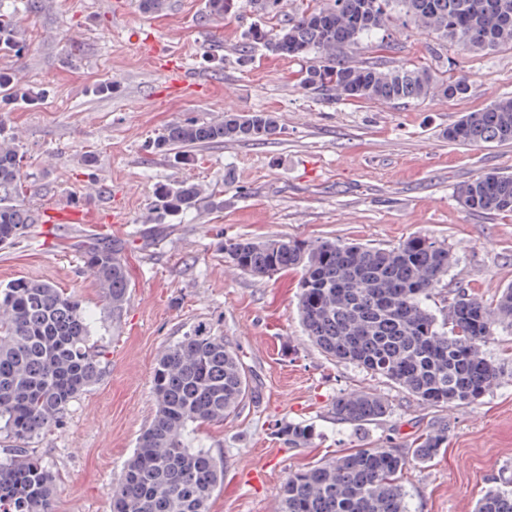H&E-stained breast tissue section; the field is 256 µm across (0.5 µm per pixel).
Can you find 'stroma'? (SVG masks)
Instances as JSON below:
<instances>
[{
    "label": "stroma",
    "instance_id": "35a3bbf8",
    "mask_svg": "<svg viewBox=\"0 0 512 512\" xmlns=\"http://www.w3.org/2000/svg\"><path fill=\"white\" fill-rule=\"evenodd\" d=\"M204 0H167L159 13L138 0H0L27 42L22 57L0 54V70L40 99L0 107V126L25 152L31 205L67 195L96 200L109 188L121 224L32 225L0 248V283L43 280L74 292L94 315L103 379L78 396L57 426L29 446L57 475L52 512H111L112 483L153 414L152 371L159 353L201 325L241 357L259 392L224 422L196 436L224 463V484L210 512H275L288 471L358 448H404L431 427L448 426V447L409 465L402 482L412 512H473L491 487L512 479V379L478 403L426 407L385 380L338 362L305 336L299 322L300 270L257 279L228 267L220 241L267 237L340 240L389 247L426 236L448 244L456 262L431 306L445 310L455 290L485 301L512 284V216L464 209L460 185L487 172L512 174V143L462 145L446 131L460 117L512 96V48L469 53L439 46L434 35L394 22L388 37L365 40L357 59L422 64L437 75L457 69L467 95L424 101L334 100L298 83L299 60L257 54L238 61L251 8L203 27ZM178 52L207 89L167 92L147 52ZM273 112L277 139L192 148L177 163L150 141L172 122L217 120L225 113ZM177 180L224 194L217 211L149 223L157 185ZM123 239L130 288L120 317L105 308L72 244L85 234ZM379 392L392 412L358 430L336 420L337 395ZM284 420L305 421L317 435L291 448L273 433Z\"/></svg>",
    "mask_w": 512,
    "mask_h": 512
}]
</instances>
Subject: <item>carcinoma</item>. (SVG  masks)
<instances>
[{
    "label": "carcinoma",
    "instance_id": "cac0c4a2",
    "mask_svg": "<svg viewBox=\"0 0 512 512\" xmlns=\"http://www.w3.org/2000/svg\"><path fill=\"white\" fill-rule=\"evenodd\" d=\"M260 20L243 32L245 57L258 51L311 59L301 73L306 90L336 100L423 101L467 94L461 73L439 77L428 67L378 66L353 59L348 49L386 30L392 15L439 41L473 52L512 47V0H309L285 21V0H249ZM240 0H204V21L239 13ZM23 32L0 21V53L21 56ZM32 93L0 70V100L29 101ZM281 134L271 112L227 113L214 121L167 126L154 140L158 152L224 142L266 141ZM463 145L512 142V96L467 112L448 128ZM24 151L18 137L0 130V245L14 243L37 223L22 191ZM467 210L512 213V175L486 173L457 190ZM224 208V196L199 184L158 187L151 223L192 210ZM224 262L257 278L299 268L302 329L327 356L381 377L428 407L478 402L512 371L488 359L485 343L512 330V285L496 302L459 290L437 316L429 301L455 262L447 244L412 237L382 248L362 243L296 239H234L220 243ZM126 243L87 235L82 258L117 317L129 293ZM92 322L83 301L53 284L16 279L0 288V432L12 445L0 458V512H50L55 475L26 448L48 432L69 404L96 385L103 366L90 343ZM253 397L237 352L198 326L165 347L153 370L154 414L139 434L112 488V512H208L224 485V463L194 446L203 425L222 422ZM336 420L357 428L391 413L382 395L343 392L332 407ZM277 435L290 448H306L311 424L288 421ZM448 445V427L407 448H359L333 460L288 473L276 512H411L401 474L426 463ZM474 512H512V489L491 488Z\"/></svg>",
    "mask_w": 512,
    "mask_h": 512
}]
</instances>
